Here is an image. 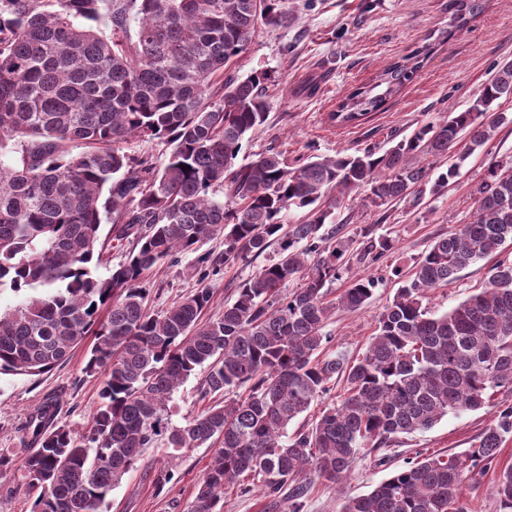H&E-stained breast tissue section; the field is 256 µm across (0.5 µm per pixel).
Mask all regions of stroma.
Masks as SVG:
<instances>
[{
    "label": "stroma",
    "mask_w": 512,
    "mask_h": 512,
    "mask_svg": "<svg viewBox=\"0 0 512 512\" xmlns=\"http://www.w3.org/2000/svg\"><path fill=\"white\" fill-rule=\"evenodd\" d=\"M447 0H288L296 15L285 28L259 26L247 49L232 64L244 78L257 70L273 74L267 93L273 108L266 123L245 141L240 161L268 146L282 152L290 165L310 155L355 154L369 145L388 149L408 138L421 124L445 112L467 108L497 63L512 61V0H489L485 11L440 41L448 26ZM434 53L424 61L410 83L381 111L371 113L361 125L339 126L329 112L358 87L371 80L394 59L424 44ZM512 160V124L501 127L487 153L472 155L448 189L421 204L405 200L386 210L345 199L334 211L337 222L347 224L353 240L362 229L373 236L387 235L397 247L377 263L364 266L349 261L338 279L329 283L330 296L339 295L350 281L367 276L377 286L357 312L336 311L323 329L327 355H361L376 320L397 285L395 270L409 271L415 259L455 226L474 218L471 190L484 174L487 156ZM224 250L223 237L209 239L197 251L177 254L144 274L150 312L160 313L189 295L198 286L197 259ZM275 249L247 262L226 266L209 279L212 299L207 317L222 314L237 296V288L256 269L274 257ZM491 260L470 264L456 280L430 294L432 311L443 313L482 288L489 277ZM94 343L85 336L69 357L52 370L37 374L0 375V455L18 461L36 445L33 421L43 407L56 408L55 421L76 435H86L89 416L98 402L100 376L86 373ZM512 405V392L496 391L489 406L442 418L433 428L399 438L390 446L366 451L338 485L311 478L301 512H340L346 498L370 492L405 462L418 456L464 455L475 447L499 409ZM212 451L207 447L182 450L147 449L142 460L112 490L107 512H188ZM512 465V437L490 466L471 468L463 487L467 512H497L496 483L501 468ZM35 492L18 468L0 471V512H30ZM286 495H267L261 483L251 492L228 489L224 512H288Z\"/></svg>",
    "instance_id": "35a3bbf8"
}]
</instances>
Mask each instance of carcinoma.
<instances>
[{
  "label": "carcinoma",
  "instance_id": "1",
  "mask_svg": "<svg viewBox=\"0 0 512 512\" xmlns=\"http://www.w3.org/2000/svg\"><path fill=\"white\" fill-rule=\"evenodd\" d=\"M101 2L0 0V156L14 153L0 160V289L24 293L0 311V373L48 371L96 325L86 372L103 374L88 435L50 429L52 407L40 412V448L21 463L38 490L31 512H101L160 441L175 451L218 444L188 512H221L224 487L245 474L262 477L270 496L288 489L290 512H300L299 474L338 484L363 450L481 409L495 388L512 391V257L504 254L512 244V161L486 150L497 129L512 124L501 110L512 100V61L495 66L465 110L421 125L383 153L367 146L292 167L269 147L239 163L245 138L272 108L271 74L241 79L231 62L258 25L291 24L288 0H109L110 40L89 25ZM485 7L448 0V27ZM431 51L423 46L391 64L329 120L352 124L383 108ZM220 76L224 93L211 101L209 83ZM132 136L169 142L165 164L132 165L117 147ZM477 151L489 161L473 190L474 220L416 259L361 356L320 354L332 309L359 310L375 287L358 279L337 302L327 300L325 286L348 250L334 206L362 192L376 208L409 196L417 204L447 188ZM429 155L449 161L435 177L420 164ZM292 209L306 219L284 232ZM112 213L114 239L133 248L101 278L99 231ZM215 235L224 236V253L198 257L202 283L274 244L276 257L214 319L201 320L211 300L206 285L160 314L147 312L144 273ZM394 248V239L366 234L351 258L373 264ZM493 257L484 288L442 314L430 311L432 289ZM199 370L204 399L243 386L248 393L173 426L168 402ZM338 379V402L288 434ZM508 435L512 406L465 457L409 461L368 494L347 498L341 512H467L469 465L493 464ZM496 496L499 512H512V466L500 471Z\"/></svg>",
  "mask_w": 512,
  "mask_h": 512
}]
</instances>
